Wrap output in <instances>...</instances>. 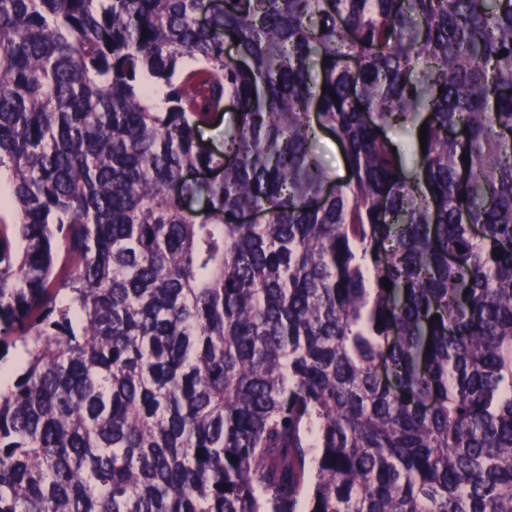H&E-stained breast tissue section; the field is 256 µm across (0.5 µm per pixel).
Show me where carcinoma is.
Listing matches in <instances>:
<instances>
[{
    "mask_svg": "<svg viewBox=\"0 0 512 512\" xmlns=\"http://www.w3.org/2000/svg\"><path fill=\"white\" fill-rule=\"evenodd\" d=\"M0 177V512H512V0H0ZM314 150L323 166L335 180L346 178L347 169L343 152L331 135L319 133L314 144Z\"/></svg>",
    "mask_w": 512,
    "mask_h": 512,
    "instance_id": "carcinoma-1",
    "label": "carcinoma"
}]
</instances>
